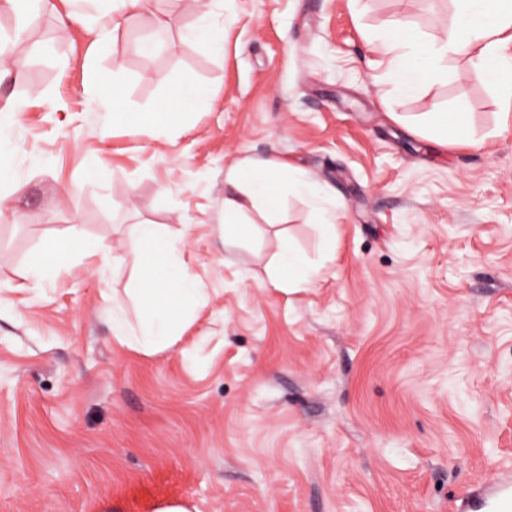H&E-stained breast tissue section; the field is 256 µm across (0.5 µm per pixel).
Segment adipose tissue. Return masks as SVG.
<instances>
[{
  "mask_svg": "<svg viewBox=\"0 0 512 512\" xmlns=\"http://www.w3.org/2000/svg\"><path fill=\"white\" fill-rule=\"evenodd\" d=\"M455 16L448 26L446 41L428 42L414 33L405 32L403 24L393 26L382 46L397 82L395 93L405 96L422 84L443 74L442 61L448 56L469 57L477 72L493 67L497 75L500 98L512 107V55L503 50L512 41V0H454ZM196 96L186 87L170 86L167 111L162 118L144 119L127 111L120 90H113L107 102L113 120L122 122L139 134L156 132L173 113L191 110ZM230 192L224 196V222L219 233L225 244L247 239L252 233L241 215L252 207L270 208L275 195L292 186L307 196L320 215L324 233H331L335 214L325 205L324 189L305 174L282 168L270 162L259 167L232 170L228 177ZM132 233L139 244V257L144 269L133 295L140 308L138 329H131L120 306L112 308V335L128 348L150 354L175 345L183 336L191 315L189 305L201 290L196 277L184 259L180 240L166 237L157 225L138 224ZM80 240L69 234L47 240L30 259L28 275L33 281L45 279L50 272L47 256L56 263L72 260ZM312 280V270L291 246L282 242L270 276L271 283L285 290L302 288Z\"/></svg>",
  "mask_w": 512,
  "mask_h": 512,
  "instance_id": "ef3b65f1",
  "label": "adipose tissue"
}]
</instances>
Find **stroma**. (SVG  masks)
<instances>
[{"instance_id":"35a3bbf8","label":"stroma","mask_w":512,"mask_h":512,"mask_svg":"<svg viewBox=\"0 0 512 512\" xmlns=\"http://www.w3.org/2000/svg\"><path fill=\"white\" fill-rule=\"evenodd\" d=\"M51 2L30 23L0 8L24 60L0 131L25 185L0 203V512H463L512 466V114L461 57L390 105L379 44L395 20L444 39L452 0H154L105 40ZM204 18L223 56L185 39ZM97 68L130 111L157 108L160 74L199 103L131 134ZM428 112L469 113L472 144L408 129ZM268 161L326 189L333 246L288 191L225 247L226 175ZM143 223L183 239L202 288L155 354L112 337L113 304L139 319ZM281 230L320 268L309 288L268 281ZM72 231L86 253L33 285L32 255Z\"/></svg>"}]
</instances>
